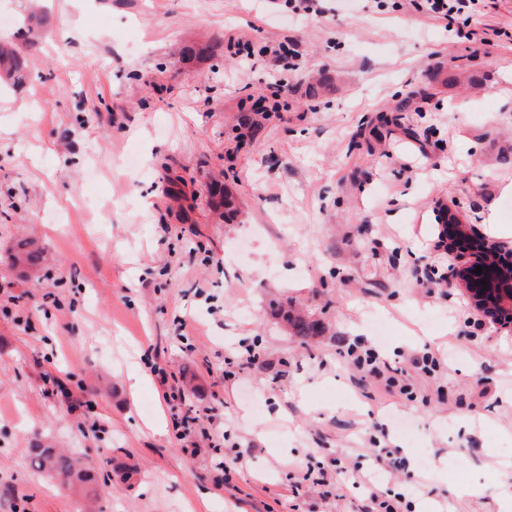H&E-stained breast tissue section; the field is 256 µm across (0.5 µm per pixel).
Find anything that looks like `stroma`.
I'll return each mask as SVG.
<instances>
[{
    "mask_svg": "<svg viewBox=\"0 0 512 512\" xmlns=\"http://www.w3.org/2000/svg\"><path fill=\"white\" fill-rule=\"evenodd\" d=\"M386 2L0 0L26 64L0 68V512H367L351 484L292 478L374 466L355 450L381 437L402 461L388 488L431 491L414 512H501L512 325L473 321L444 285L465 245L435 242L446 210L512 246V0H485L474 42ZM288 36L294 90L252 111L267 62L227 42ZM27 239L29 277L10 264ZM299 307L318 335L286 331ZM425 348L439 373L413 369ZM249 349L259 365L229 367ZM36 436L92 465V496L31 469ZM115 457L128 483L106 480ZM349 355L353 357V365L356 368L365 370L371 376L385 377L388 374L386 381L389 382V386H396L398 382L396 375L398 373L403 374L402 368L393 367L389 362L381 360L371 350H365L364 354H356V351H351Z\"/></svg>",
    "mask_w": 512,
    "mask_h": 512,
    "instance_id": "35a3bbf8",
    "label": "stroma"
}]
</instances>
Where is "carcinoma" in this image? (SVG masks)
Here are the masks:
<instances>
[{
  "label": "carcinoma",
  "instance_id": "1",
  "mask_svg": "<svg viewBox=\"0 0 512 512\" xmlns=\"http://www.w3.org/2000/svg\"><path fill=\"white\" fill-rule=\"evenodd\" d=\"M0 64L13 75H22L25 59L12 43H0ZM41 264V252L33 241H26L13 256V265L34 269ZM285 322L296 336L317 334V322L302 315L287 316ZM28 457L35 465V472L44 474L63 487H74L88 491L97 481V473L69 452L54 447L40 439H35L27 448Z\"/></svg>",
  "mask_w": 512,
  "mask_h": 512
}]
</instances>
